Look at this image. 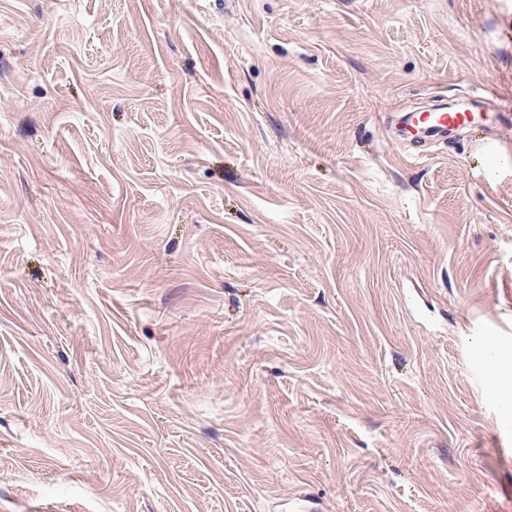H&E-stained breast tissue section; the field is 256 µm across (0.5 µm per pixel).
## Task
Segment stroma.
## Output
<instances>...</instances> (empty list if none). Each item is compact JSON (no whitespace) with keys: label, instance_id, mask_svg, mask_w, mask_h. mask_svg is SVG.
Instances as JSON below:
<instances>
[{"label":"stroma","instance_id":"1","mask_svg":"<svg viewBox=\"0 0 512 512\" xmlns=\"http://www.w3.org/2000/svg\"><path fill=\"white\" fill-rule=\"evenodd\" d=\"M512 0H0V512H512ZM460 98L467 104L448 108L445 103L431 112H408L404 114L402 123L409 132L415 130L421 137L431 138L451 139L472 129L486 131L487 136H475L471 142L481 153L493 158L501 148L493 134L498 126L512 123V101L488 88H471ZM473 106L483 108L477 110Z\"/></svg>","mask_w":512,"mask_h":512}]
</instances>
